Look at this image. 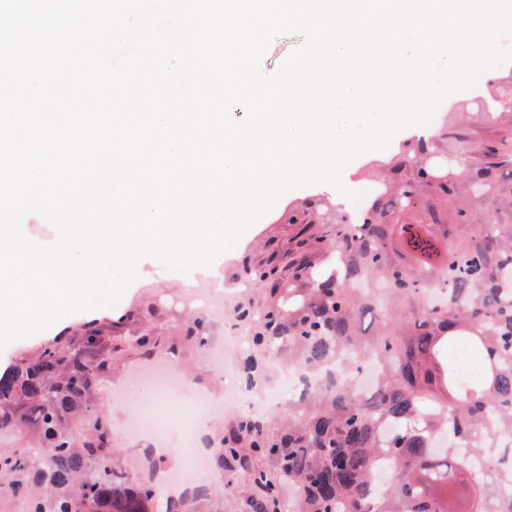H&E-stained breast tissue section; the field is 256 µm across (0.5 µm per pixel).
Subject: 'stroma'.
<instances>
[{
    "instance_id": "35a3bbf8",
    "label": "stroma",
    "mask_w": 512,
    "mask_h": 512,
    "mask_svg": "<svg viewBox=\"0 0 512 512\" xmlns=\"http://www.w3.org/2000/svg\"><path fill=\"white\" fill-rule=\"evenodd\" d=\"M461 100L458 93L448 97L430 125L432 132L447 131L449 153H459L473 143L494 149L500 156L511 155L512 102L504 103L497 117L490 119L482 111L462 105ZM411 135V130H401L387 149L354 160L347 188L357 193L367 192L385 174L387 161L401 153ZM333 192L331 186L315 185L285 194L233 249L225 252L224 275L237 284L239 301L263 309L273 293V285L254 280L248 270L273 258L292 254L304 257L311 271L324 267L327 253L319 237L326 226L306 223L305 217L312 200ZM293 215L298 216V223H290ZM184 289L183 273L168 270L151 259L128 287L116 317L108 318L103 308L98 309L95 317L100 324H111L114 351L112 364L103 373L89 407L112 428L113 469L125 472L133 463H140L141 478L145 481L172 472L179 466L181 457L172 446L142 447L140 439L128 432L130 419L149 416L157 407L154 390L147 379L139 377V370L151 358L176 353L183 358L184 372L203 389L217 393L224 387L214 375L218 364L216 339L221 326L212 313L192 308L183 298ZM198 321L208 326L209 343H200L193 335L192 329ZM147 327L155 330L151 342L140 347L127 345L129 336ZM238 419V414L229 410L219 411L209 419L203 443L211 477L203 497L189 503L190 512H247L245 503L251 487L224 454V442L232 438Z\"/></svg>"
}]
</instances>
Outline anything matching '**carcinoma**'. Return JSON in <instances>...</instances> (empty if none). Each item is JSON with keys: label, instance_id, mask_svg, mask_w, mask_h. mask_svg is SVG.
Instances as JSON below:
<instances>
[{"label": "carcinoma", "instance_id": "1", "mask_svg": "<svg viewBox=\"0 0 512 512\" xmlns=\"http://www.w3.org/2000/svg\"><path fill=\"white\" fill-rule=\"evenodd\" d=\"M435 158L434 142L410 141L395 182L372 192L362 222L336 215L327 267L307 293L278 289L258 320L250 305L237 309L254 324L258 354L280 346L305 368L343 371L301 394L277 432L240 418L251 450L224 454L259 488L248 512H285V484L299 512H512V446H497L512 436V224L473 223L461 208L448 215L456 173L499 196L511 197L512 183L481 145L465 147L448 169L430 166ZM405 167L411 175H400ZM425 187L436 197L430 205ZM417 209L425 221L405 222ZM362 282L383 287L381 310ZM440 285L446 297L437 304L429 294ZM460 340L483 358L479 381L461 380L448 360ZM110 360L103 329L90 321L0 369V430L31 429L43 444L0 451V487L29 498L31 512H157L150 489L112 470L103 420L87 421L81 445L73 440L70 419L87 408ZM369 364L379 387L364 396L352 376ZM243 371L251 386L266 366L254 358ZM383 457L393 468L380 486ZM484 462L493 477L474 475Z\"/></svg>", "mask_w": 512, "mask_h": 512}]
</instances>
